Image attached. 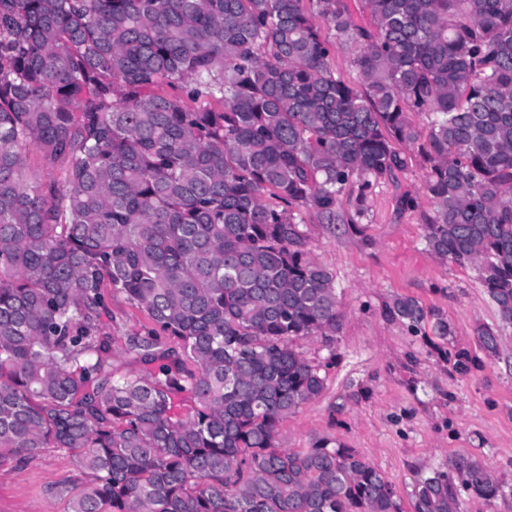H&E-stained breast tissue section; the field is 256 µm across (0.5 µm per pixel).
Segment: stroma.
<instances>
[{"label": "stroma", "instance_id": "1", "mask_svg": "<svg viewBox=\"0 0 512 512\" xmlns=\"http://www.w3.org/2000/svg\"><path fill=\"white\" fill-rule=\"evenodd\" d=\"M424 176L417 159L379 180L358 225L306 217L310 256L335 275L338 321L332 341L311 336L295 343L308 360L333 363L322 394L280 423V443L304 450L328 441L355 449L406 504L422 477L459 458L474 460L503 489L488 503L463 499L460 512H512V327L498 354L486 355L478 333L499 326L500 317L474 267L427 250L432 206ZM406 192L417 197V208L401 209ZM398 296L447 317L450 340L412 332L394 319L389 308ZM109 308L104 330L113 338L112 363L127 372L133 365L121 352L123 338L146 317L119 294ZM461 348L480 358V368L455 372L445 352ZM67 479L84 480L70 453L49 451L27 465L1 454L0 512H67V498L54 494Z\"/></svg>", "mask_w": 512, "mask_h": 512}]
</instances>
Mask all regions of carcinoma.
Segmentation results:
<instances>
[{
    "mask_svg": "<svg viewBox=\"0 0 512 512\" xmlns=\"http://www.w3.org/2000/svg\"><path fill=\"white\" fill-rule=\"evenodd\" d=\"M413 153L427 247L475 267L511 326L512 0H0V450L72 453L68 512H405L354 449L285 448L278 425L335 358L294 346L337 318L302 213L359 223ZM112 293L148 318L124 337L133 374L102 331ZM390 314L452 335L412 297ZM500 490L459 459L412 507ZM331 57L337 75L346 81H355L357 79V72L351 63L352 51L348 47L339 44L334 45L331 48Z\"/></svg>",
    "mask_w": 512,
    "mask_h": 512,
    "instance_id": "obj_1",
    "label": "carcinoma"
}]
</instances>
